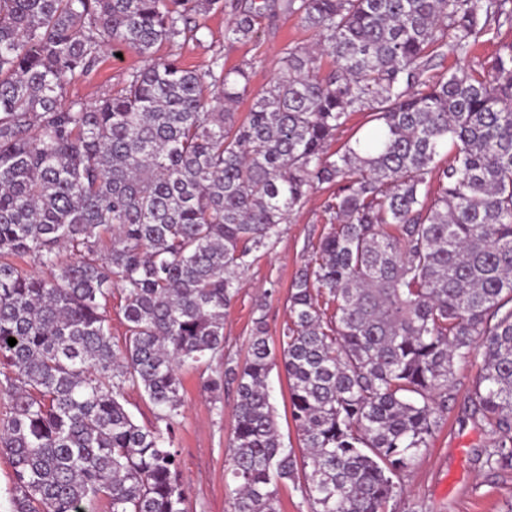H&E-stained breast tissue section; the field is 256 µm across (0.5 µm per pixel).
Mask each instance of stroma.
<instances>
[{
    "mask_svg": "<svg viewBox=\"0 0 512 512\" xmlns=\"http://www.w3.org/2000/svg\"><path fill=\"white\" fill-rule=\"evenodd\" d=\"M230 13L217 11L202 18L197 37L165 43L158 57L177 55L183 67L206 69L214 55H222L226 67L252 64L250 88L259 90L276 75L280 50L288 44L316 45L318 38L297 17L288 15L282 0H268L257 34L250 40L227 43L224 27ZM143 59L131 51L105 53L90 74L67 88V96L87 103L120 88L128 74L141 68ZM331 191L321 188L294 210L277 243L261 255L245 273L231 307L224 314V352L244 361L254 307L262 293H269L267 336L279 347L288 320V287L297 270L307 262L320 236L329 231L330 215L324 204ZM222 367L221 359L209 366L183 373V408L175 430L174 446L184 467L189 512H228L233 482L226 478L236 394L226 389L223 401L204 393L200 379ZM478 364H461L455 370L452 397L442 424L411 472L402 474L403 498L390 504L389 512H512V470L488 471L479 456L492 435L486 427L467 420L468 400L478 375ZM277 428L286 447L299 441L289 408L288 381L281 366L269 377Z\"/></svg>",
    "mask_w": 512,
    "mask_h": 512,
    "instance_id": "stroma-1",
    "label": "stroma"
}]
</instances>
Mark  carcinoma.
I'll return each mask as SVG.
<instances>
[{"mask_svg": "<svg viewBox=\"0 0 512 512\" xmlns=\"http://www.w3.org/2000/svg\"><path fill=\"white\" fill-rule=\"evenodd\" d=\"M265 8L0 0V453L13 512H188L180 370L224 353L243 274L325 184L332 227L290 283L280 356L266 292L245 362L228 357L203 382L217 399L235 386L229 512H280L288 481L309 512H388L456 365L477 360L469 417L493 435L484 466L512 468V41L478 70L434 73L511 30L512 0H286L323 44L284 46L241 119L230 106L248 68L155 57L213 10L232 14L224 41L248 39ZM111 47L146 65L93 104L64 102ZM355 112L371 125L329 154ZM116 289L121 346L106 311ZM278 362L299 454L275 421ZM130 389L155 408L151 426L125 407Z\"/></svg>", "mask_w": 512, "mask_h": 512, "instance_id": "1", "label": "carcinoma"}]
</instances>
